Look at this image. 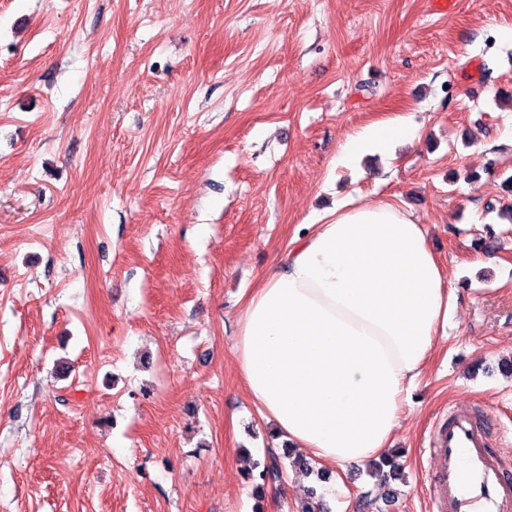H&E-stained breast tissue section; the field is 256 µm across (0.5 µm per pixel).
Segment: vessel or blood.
I'll return each mask as SVG.
<instances>
[{"instance_id":"obj_1","label":"vessel or blood","mask_w":512,"mask_h":512,"mask_svg":"<svg viewBox=\"0 0 512 512\" xmlns=\"http://www.w3.org/2000/svg\"><path fill=\"white\" fill-rule=\"evenodd\" d=\"M429 512H512V479L495 461L481 423L454 408L433 434Z\"/></svg>"}]
</instances>
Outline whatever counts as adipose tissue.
Segmentation results:
<instances>
[{"mask_svg": "<svg viewBox=\"0 0 512 512\" xmlns=\"http://www.w3.org/2000/svg\"><path fill=\"white\" fill-rule=\"evenodd\" d=\"M405 116L347 136L339 163L410 139ZM455 294L410 211L346 202L296 234L247 295L235 356L260 415L318 464L387 456Z\"/></svg>", "mask_w": 512, "mask_h": 512, "instance_id": "ef3b65f1", "label": "adipose tissue"}]
</instances>
